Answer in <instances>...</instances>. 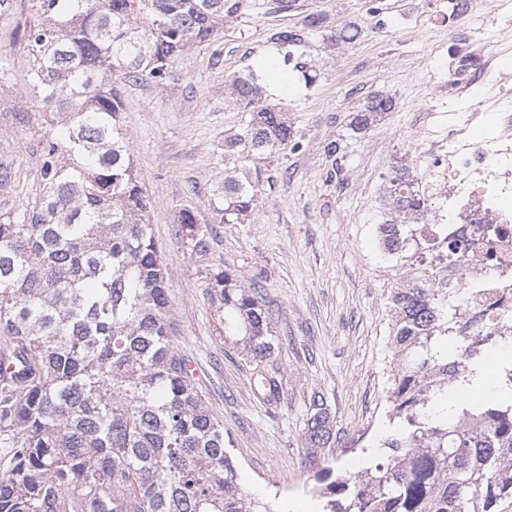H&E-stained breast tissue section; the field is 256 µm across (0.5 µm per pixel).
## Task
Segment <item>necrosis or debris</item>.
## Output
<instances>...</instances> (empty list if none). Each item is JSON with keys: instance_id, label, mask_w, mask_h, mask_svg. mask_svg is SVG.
I'll list each match as a JSON object with an SVG mask.
<instances>
[{"instance_id": "1", "label": "necrosis or debris", "mask_w": 512, "mask_h": 512, "mask_svg": "<svg viewBox=\"0 0 512 512\" xmlns=\"http://www.w3.org/2000/svg\"><path fill=\"white\" fill-rule=\"evenodd\" d=\"M455 39L462 50L448 70V100L459 111L448 116L445 137L428 140L426 164L416 181L448 186V221L465 229L470 260L487 268L494 297L512 309V0H463ZM482 88L472 101L473 88ZM488 128L484 138L475 132ZM501 225L504 234L488 247L483 230ZM492 265H485L486 250Z\"/></svg>"}]
</instances>
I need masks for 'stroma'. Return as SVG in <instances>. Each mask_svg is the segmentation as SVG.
Listing matches in <instances>:
<instances>
[{"mask_svg": "<svg viewBox=\"0 0 512 512\" xmlns=\"http://www.w3.org/2000/svg\"><path fill=\"white\" fill-rule=\"evenodd\" d=\"M0 15V155L17 174L0 187V213L20 209L40 189L37 123L29 111V61L17 35L27 0ZM296 0L292 9L247 10L214 42L187 48L161 83L128 82L113 74L125 102L122 129L150 198V222L165 260L174 342L190 360L211 411L224 424V446L241 486L273 512H320L314 474L329 465L353 476L367 465L365 448L386 427V390L394 366L387 290L396 281L375 233L390 166L420 154L422 111L443 119L448 97V0L415 12L412 0ZM311 13L324 23L305 48L320 74L310 88L267 87L302 147L249 159L224 152L242 133L245 112L227 102L224 81L272 50V33L301 27ZM356 39L337 43L345 28ZM390 109L361 133L354 114L373 95ZM343 140L340 161L323 153ZM255 182V205L244 222L222 223L224 172ZM210 227L207 252L193 250L180 211ZM232 273L247 288L262 280L284 343L268 371L280 400L269 406L255 391L256 373L240 345L215 331L220 306L215 276ZM323 393L334 425L326 447L310 448L304 420L312 393Z\"/></svg>", "mask_w": 512, "mask_h": 512, "instance_id": "1", "label": "stroma"}]
</instances>
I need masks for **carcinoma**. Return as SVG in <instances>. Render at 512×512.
<instances>
[{"mask_svg":"<svg viewBox=\"0 0 512 512\" xmlns=\"http://www.w3.org/2000/svg\"><path fill=\"white\" fill-rule=\"evenodd\" d=\"M22 31L29 55L41 193L0 214V512H273L240 487L209 409L173 345L174 326L149 201L122 132L125 104L112 72L164 82L186 48L214 39L249 0H30ZM316 14L278 31L283 65L311 87L305 58ZM248 112L228 144L269 154L300 148L283 111L267 104L250 70L225 81ZM389 109L372 96L351 121L359 133ZM414 163H396L376 233L402 279L388 289L395 369L386 391L380 461L351 478L329 467L323 512H495L512 496V354L492 396L481 388L486 354L500 348L512 312L481 309L465 237L433 224L439 206L416 185ZM250 182L224 180L226 224L252 209ZM193 250L209 230L192 212ZM220 336H242L264 398L279 396L265 367L282 339L260 282L246 290L215 277ZM312 443L332 427L312 399Z\"/></svg>","mask_w":512,"mask_h":512,"instance_id":"obj_1","label":"carcinoma"}]
</instances>
